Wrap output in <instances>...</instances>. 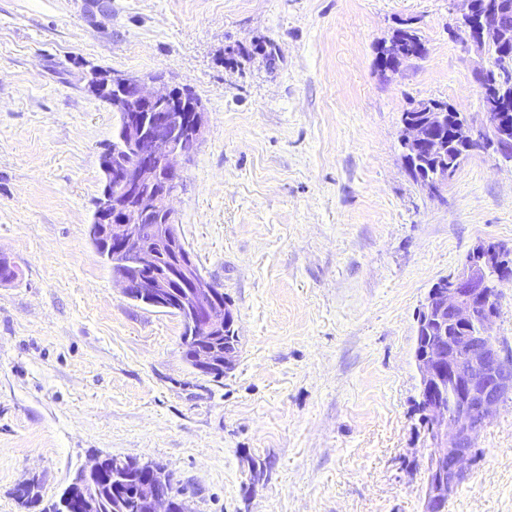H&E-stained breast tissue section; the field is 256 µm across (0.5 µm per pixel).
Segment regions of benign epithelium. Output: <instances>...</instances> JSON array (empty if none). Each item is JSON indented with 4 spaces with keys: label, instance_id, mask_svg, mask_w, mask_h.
<instances>
[{
    "label": "benign epithelium",
    "instance_id": "1",
    "mask_svg": "<svg viewBox=\"0 0 512 512\" xmlns=\"http://www.w3.org/2000/svg\"><path fill=\"white\" fill-rule=\"evenodd\" d=\"M458 13L457 34L463 47L480 57L474 71L478 106L461 113L452 104H430L434 123L401 116L400 143L411 174L420 175L421 156L440 157L453 144L464 161L473 155L512 161V113L502 102L512 89L492 79L493 61L484 54V34L491 33L502 59H512V26L506 21L512 0L487 5L480 0H449ZM385 45L382 57L392 61L380 70L391 78L412 56L403 57ZM112 96L107 103L124 113L123 151L106 167L112 188L97 199L96 215L108 225L115 263L138 273L114 276L123 293L149 275L147 293L167 303L172 288L184 292L175 303L191 316L189 340L197 351L195 369L216 364L214 343L224 334L228 320L217 286L200 270L182 245L172 200L181 185L180 164L190 161L203 140L206 113L199 100L184 89L171 87L156 77L108 74ZM457 172L450 166L433 185L421 189L439 194ZM164 217L158 236L147 242L149 217ZM170 252L169 265L160 267L159 252ZM472 258L449 274L448 285L431 288L417 318V328L429 333L427 344L416 346L415 363L420 374L421 399L429 418L436 447L428 458L424 512H444L448 500L466 481L475 441L500 403L512 394V356L504 355L493 336L497 314L493 304L502 284L512 282V250L494 241H480ZM455 334L432 336V325L443 313ZM456 391L455 405L448 408L439 396L442 381ZM166 480L145 471L142 491L149 512H179L180 505L165 489Z\"/></svg>",
    "mask_w": 512,
    "mask_h": 512
}]
</instances>
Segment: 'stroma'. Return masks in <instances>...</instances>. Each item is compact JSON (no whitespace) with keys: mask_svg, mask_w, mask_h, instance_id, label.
Here are the masks:
<instances>
[{"mask_svg":"<svg viewBox=\"0 0 512 512\" xmlns=\"http://www.w3.org/2000/svg\"><path fill=\"white\" fill-rule=\"evenodd\" d=\"M424 58L377 68L397 28ZM448 0H0V512L95 455L159 464L189 512H423L434 448L418 310L480 240L512 248V162L409 176L402 112L476 109ZM158 74L207 113L173 200L240 336L215 378L179 316L128 299L89 238L119 115L81 81ZM446 512H512V396ZM261 465L252 473L251 465Z\"/></svg>","mask_w":512,"mask_h":512,"instance_id":"stroma-1","label":"stroma"}]
</instances>
